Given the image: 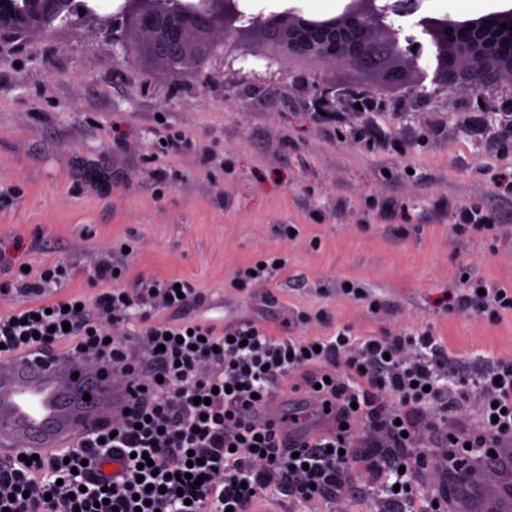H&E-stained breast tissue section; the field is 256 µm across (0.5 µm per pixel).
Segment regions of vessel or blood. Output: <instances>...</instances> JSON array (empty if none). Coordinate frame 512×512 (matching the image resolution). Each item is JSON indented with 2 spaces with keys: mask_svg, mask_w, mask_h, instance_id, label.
I'll use <instances>...</instances> for the list:
<instances>
[{
  "mask_svg": "<svg viewBox=\"0 0 512 512\" xmlns=\"http://www.w3.org/2000/svg\"><path fill=\"white\" fill-rule=\"evenodd\" d=\"M115 374L112 365L63 352L0 360V459L46 456L96 433L132 400L131 381ZM465 472L448 495L450 512H512L511 440Z\"/></svg>",
  "mask_w": 512,
  "mask_h": 512,
  "instance_id": "obj_1",
  "label": "vessel or blood"
}]
</instances>
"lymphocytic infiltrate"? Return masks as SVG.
Listing matches in <instances>:
<instances>
[{
    "mask_svg": "<svg viewBox=\"0 0 512 512\" xmlns=\"http://www.w3.org/2000/svg\"><path fill=\"white\" fill-rule=\"evenodd\" d=\"M60 277L50 266L23 283L22 293L36 302L0 314V355L91 351L134 382L133 402L129 414L77 448L0 462V512H254L271 487L297 501H324L345 489L355 465L383 473L380 449H400L396 463L405 468L424 465L429 455L412 436L421 404L436 402L445 414L468 395L465 378L449 397L436 387L447 359L425 330L362 338L342 328L277 338L255 320L219 327L181 319L203 299L186 280L145 275L130 291L116 287L115 267L104 260L88 307L78 295H48ZM455 304L494 315L512 309V290L474 284ZM133 318L149 351L144 358L113 338ZM420 347L432 349L430 359L405 360ZM301 367L306 393L333 405L335 415L325 431L295 440L258 413ZM478 383L487 392L482 430L434 433L443 461L457 472L473 453L512 439V362H499ZM358 419L368 434L357 451L349 426ZM143 453L151 460L144 467L137 461ZM112 459L121 465L115 477L97 466Z\"/></svg>",
    "mask_w": 512,
    "mask_h": 512,
    "instance_id": "f902f5d3",
    "label": "lymphocytic infiltrate"
}]
</instances>
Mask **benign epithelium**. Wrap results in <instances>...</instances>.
<instances>
[{
  "label": "benign epithelium",
  "instance_id": "7a95c632",
  "mask_svg": "<svg viewBox=\"0 0 512 512\" xmlns=\"http://www.w3.org/2000/svg\"><path fill=\"white\" fill-rule=\"evenodd\" d=\"M242 0H121L108 19L87 0H0V32L49 33L69 27L76 34L91 23L112 28V55L117 62L133 52L156 56L172 70L186 63L205 67L224 55L228 44L258 41L266 58L316 56L325 66L377 73L378 88L421 99L426 81L437 91L466 89L472 94L512 76V34L500 21L505 11L479 16L474 27L448 15H420L421 0H345L334 15L305 13L296 7L246 17ZM85 13H79V10ZM313 108L327 111L331 101L350 98L349 109L367 106L357 91L333 81L312 84Z\"/></svg>",
  "mask_w": 512,
  "mask_h": 512
}]
</instances>
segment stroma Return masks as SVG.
Instances as JSON below:
<instances>
[{
    "label": "stroma",
    "instance_id": "obj_1",
    "mask_svg": "<svg viewBox=\"0 0 512 512\" xmlns=\"http://www.w3.org/2000/svg\"><path fill=\"white\" fill-rule=\"evenodd\" d=\"M207 70L175 81L145 53L115 63L93 25L0 34V283L59 264L58 293L90 303L108 251L118 287L153 274L200 288L187 315L201 321L257 318L296 339L429 328L448 355L445 390L512 361V310L493 319L453 304L471 281L512 289V237L499 231L512 226V112L484 114L461 92L383 96L362 73L270 65L232 46ZM330 77L363 90L369 109L310 112L308 86ZM253 83L260 92L244 94ZM179 132L195 149L162 144ZM81 158L111 165V194L82 185ZM160 167L164 185L151 177ZM456 205L493 230L458 229ZM270 253L285 270L237 287V271ZM348 482L326 503L272 491L258 512H386L381 481L357 466Z\"/></svg>",
    "mask_w": 512,
    "mask_h": 512
}]
</instances>
